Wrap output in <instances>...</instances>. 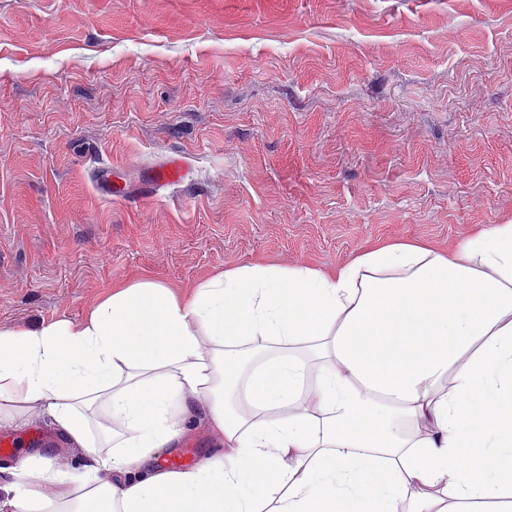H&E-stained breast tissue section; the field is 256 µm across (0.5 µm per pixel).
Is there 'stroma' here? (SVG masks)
Here are the masks:
<instances>
[{"mask_svg":"<svg viewBox=\"0 0 512 512\" xmlns=\"http://www.w3.org/2000/svg\"><path fill=\"white\" fill-rule=\"evenodd\" d=\"M172 156L190 181L140 196ZM511 223L512 0H0V329ZM8 433L0 484L81 457ZM216 448L199 422L158 463ZM97 182L103 195L109 200H126L128 193L117 182L112 181V167L101 165L97 171Z\"/></svg>","mask_w":512,"mask_h":512,"instance_id":"1","label":"stroma"}]
</instances>
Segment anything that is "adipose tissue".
<instances>
[{"label":"adipose tissue","mask_w":512,"mask_h":512,"mask_svg":"<svg viewBox=\"0 0 512 512\" xmlns=\"http://www.w3.org/2000/svg\"><path fill=\"white\" fill-rule=\"evenodd\" d=\"M41 414L81 477L25 459L0 512H512V224L0 330V423ZM193 416L217 454L157 467Z\"/></svg>","instance_id":"1"}]
</instances>
